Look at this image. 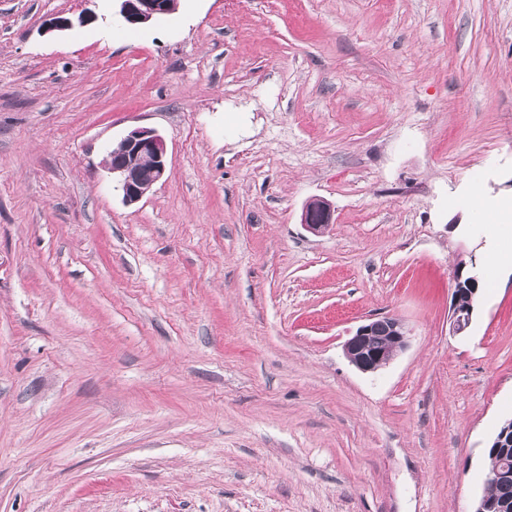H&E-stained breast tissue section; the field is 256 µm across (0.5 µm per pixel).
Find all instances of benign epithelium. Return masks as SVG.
Returning <instances> with one entry per match:
<instances>
[{
	"instance_id": "7a95c632",
	"label": "benign epithelium",
	"mask_w": 512,
	"mask_h": 512,
	"mask_svg": "<svg viewBox=\"0 0 512 512\" xmlns=\"http://www.w3.org/2000/svg\"><path fill=\"white\" fill-rule=\"evenodd\" d=\"M115 21L126 28L143 26L165 12L163 0H117ZM95 20L91 13L76 18L57 15L45 22L44 33H64L84 27ZM172 158L164 138L153 129L136 128L128 132L109 152L107 167L112 171L126 204L140 202L166 175ZM334 223V209L323 198L308 200L301 212V224L313 234ZM479 277L472 273L455 275L451 325L460 334L470 326L477 306ZM405 323L395 317L369 319L360 325L344 344L349 362L362 372H375L388 365L407 346ZM490 447L499 458L496 468L487 471L485 485L505 484L512 480V426H500ZM472 512H512V503L482 494Z\"/></svg>"
}]
</instances>
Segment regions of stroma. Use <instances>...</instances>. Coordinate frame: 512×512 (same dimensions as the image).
<instances>
[{
  "label": "stroma",
  "mask_w": 512,
  "mask_h": 512,
  "mask_svg": "<svg viewBox=\"0 0 512 512\" xmlns=\"http://www.w3.org/2000/svg\"><path fill=\"white\" fill-rule=\"evenodd\" d=\"M115 10L0 0V512H471L512 419V0ZM137 127L172 164L129 206ZM119 2L115 21L126 28L143 26L165 12L167 3L168 13L175 9V0H115ZM163 16V17H164ZM162 17V18H163ZM161 18V19H162ZM94 20L95 16L91 13L80 14L77 18H72L65 16L64 14H60L45 22L43 32L44 34L69 32L77 27L87 26ZM171 164L164 138L153 129L136 128L112 148L106 165L124 202L132 205L147 196ZM300 220L307 231L319 234L334 223V209L329 201L315 197L304 204ZM479 290V277L477 273L463 277L462 272L455 275V288L453 293L451 325L453 332L460 334L470 326L477 306ZM468 300L463 303L461 297ZM382 338L384 341H382ZM405 323L395 316L368 319L344 344L349 362L362 372L388 365L407 346Z\"/></svg>",
  "instance_id": "35a3bbf8"
}]
</instances>
